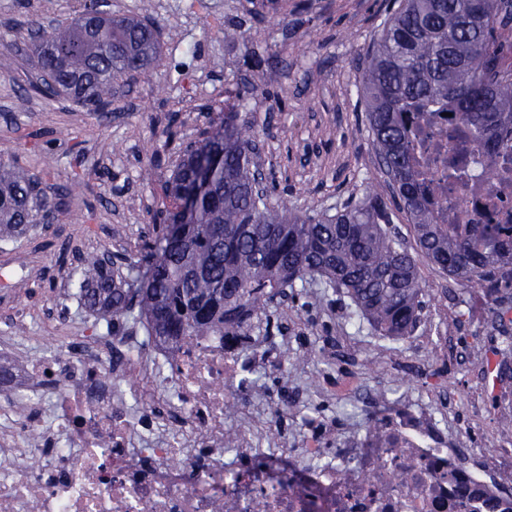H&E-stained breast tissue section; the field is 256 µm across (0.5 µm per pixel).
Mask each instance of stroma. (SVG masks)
<instances>
[{"label":"stroma","instance_id":"obj_1","mask_svg":"<svg viewBox=\"0 0 512 512\" xmlns=\"http://www.w3.org/2000/svg\"><path fill=\"white\" fill-rule=\"evenodd\" d=\"M81 0H0V160L33 172L44 155L55 172L40 184L56 218L19 239L0 242V336L36 347L107 322L79 307L64 277L89 253L135 256L162 209L161 185L185 142L236 112L252 122L263 146L256 163L276 185L272 204L310 215L366 196L390 199L368 130L361 58L386 15L385 0H285L282 21L252 0H107L118 16L160 28L161 50L146 73L112 100L107 116L71 101L28 92L38 63L30 24L50 29L76 15ZM236 28V39L224 37ZM84 181L65 190L73 173ZM424 308L395 345L353 316L349 298L307 284L301 300L276 299L254 317L251 335L266 336L271 361L255 407L269 409L276 431L291 437L305 411L295 392L349 379L397 397L447 385L457 405L449 426L471 443L493 442L498 411L477 405V355L508 354L501 381L512 389V321L500 323V293L458 281L418 262ZM305 349L313 356L297 361Z\"/></svg>","mask_w":512,"mask_h":512}]
</instances>
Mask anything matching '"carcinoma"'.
<instances>
[{
    "mask_svg": "<svg viewBox=\"0 0 512 512\" xmlns=\"http://www.w3.org/2000/svg\"><path fill=\"white\" fill-rule=\"evenodd\" d=\"M364 61L366 118L379 165L404 203L416 246L440 271L489 288L512 283V224H435L414 178L405 125L412 105L430 99L487 135L490 156L512 153V0H394ZM98 0L87 34L80 20L51 31L37 28L41 70L31 85L44 98L64 95L89 112L111 111L117 86L156 60L157 27L142 18H116ZM252 127L238 113L210 128L183 151L163 193L169 206L153 217V237L130 270L132 285L115 278L103 256L90 254L67 273L91 311L110 314L108 330L129 335L140 323L147 335L230 336L241 357L254 350L239 331L296 282L321 280L340 288L382 336L403 337L416 326L423 292L416 261L389 228L379 197L348 202L331 214L307 215L267 206L253 189ZM41 174L0 160V241L26 233L52 216L40 194Z\"/></svg>",
    "mask_w": 512,
    "mask_h": 512,
    "instance_id": "1",
    "label": "carcinoma"
}]
</instances>
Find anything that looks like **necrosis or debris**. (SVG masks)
I'll return each mask as SVG.
<instances>
[{
	"mask_svg": "<svg viewBox=\"0 0 512 512\" xmlns=\"http://www.w3.org/2000/svg\"><path fill=\"white\" fill-rule=\"evenodd\" d=\"M444 101L416 107L407 138L438 224H512V154L489 157ZM228 337L131 358L123 341L5 359L0 512H512V448H471L430 401L353 388L356 426L317 412L282 442L250 407L256 384Z\"/></svg>",
	"mask_w": 512,
	"mask_h": 512,
	"instance_id": "necrosis-or-debris-1",
	"label": "necrosis or debris"
}]
</instances>
